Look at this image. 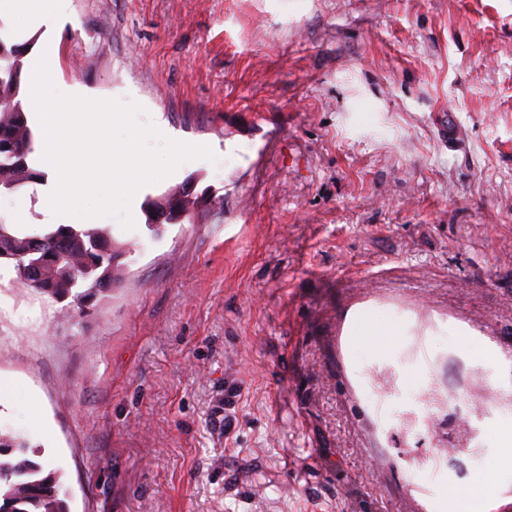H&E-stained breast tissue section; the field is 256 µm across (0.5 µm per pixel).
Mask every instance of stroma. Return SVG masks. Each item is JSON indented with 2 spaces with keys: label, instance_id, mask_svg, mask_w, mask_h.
<instances>
[{
  "label": "stroma",
  "instance_id": "1",
  "mask_svg": "<svg viewBox=\"0 0 512 512\" xmlns=\"http://www.w3.org/2000/svg\"><path fill=\"white\" fill-rule=\"evenodd\" d=\"M10 37L217 156L98 218L125 274L89 315L0 266V431L70 512H512L479 478L512 427V0H68ZM187 182L223 216L151 226Z\"/></svg>",
  "mask_w": 512,
  "mask_h": 512
}]
</instances>
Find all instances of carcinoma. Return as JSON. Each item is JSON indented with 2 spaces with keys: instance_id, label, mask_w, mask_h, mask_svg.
<instances>
[{
  "instance_id": "1",
  "label": "carcinoma",
  "mask_w": 512,
  "mask_h": 512,
  "mask_svg": "<svg viewBox=\"0 0 512 512\" xmlns=\"http://www.w3.org/2000/svg\"><path fill=\"white\" fill-rule=\"evenodd\" d=\"M25 48L0 35V190L16 192L42 181L30 164L34 139L22 104ZM205 200L184 188L169 191L150 207L153 224H174ZM119 249L99 227L60 225L42 235L0 220V262L14 264L17 277L44 296L66 300L70 319L87 315L122 272ZM28 443L0 433V512H69L67 492L55 472L28 454Z\"/></svg>"
}]
</instances>
